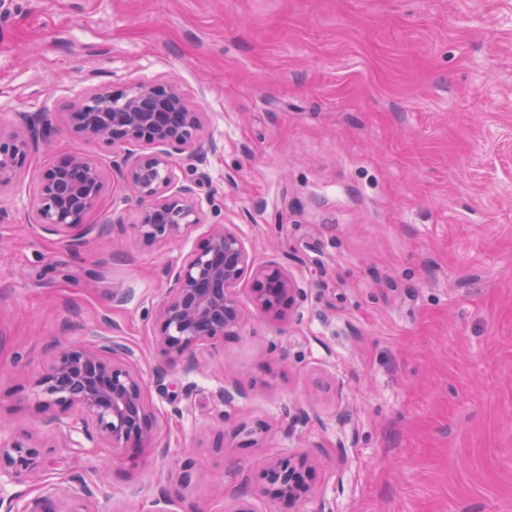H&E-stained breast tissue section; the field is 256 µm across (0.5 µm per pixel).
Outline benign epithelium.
Wrapping results in <instances>:
<instances>
[{
	"mask_svg": "<svg viewBox=\"0 0 512 512\" xmlns=\"http://www.w3.org/2000/svg\"><path fill=\"white\" fill-rule=\"evenodd\" d=\"M21 122L23 133L0 126V188L17 179L45 140L39 117L23 115ZM69 122L81 136L112 147L111 167L120 171L140 206L134 232L143 246L179 241L201 223L197 181L178 175L176 159L205 162L199 151L205 113L179 88L134 80L118 91H89L71 106ZM139 143L151 146L152 152L134 154L130 146ZM105 188V172L93 160L74 154L54 162L40 175L32 202L35 223L78 247L94 230L85 219ZM246 274L252 278L253 302L263 312L291 306L301 295L283 267L254 266L241 238L223 224L210 225L180 264L167 272L169 287L154 319L161 359L157 379L166 376V366L192 361L203 347L217 351L224 340L240 335L246 316L236 286ZM34 387L43 409L51 411L47 426L80 432L114 457L154 440L155 412L143 373L133 352L118 341L62 349ZM41 466L38 446L20 441L0 445V475L19 480ZM311 468L305 452L264 461L258 492L290 505L303 502L312 494L307 482ZM53 497L88 501L93 491L82 477L73 475L66 484L54 485L21 506L14 498H0V512H54Z\"/></svg>",
	"mask_w": 512,
	"mask_h": 512,
	"instance_id": "7a95c632",
	"label": "benign epithelium"
}]
</instances>
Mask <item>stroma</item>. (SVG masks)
I'll return each instance as SVG.
<instances>
[{
  "label": "stroma",
  "instance_id": "1",
  "mask_svg": "<svg viewBox=\"0 0 512 512\" xmlns=\"http://www.w3.org/2000/svg\"><path fill=\"white\" fill-rule=\"evenodd\" d=\"M136 79L207 114L203 222L151 248L110 148L67 117ZM21 112L52 149L0 189V442L45 451L0 497L79 475L89 512H512V0H0V125ZM77 153L105 168L87 221L106 232L74 248L31 204ZM211 224L303 297L259 313L243 278L240 336L160 384L164 270ZM104 339L133 350L157 426L117 462L43 426L33 389L53 345ZM297 450L314 471L295 510L255 466Z\"/></svg>",
  "mask_w": 512,
  "mask_h": 512
}]
</instances>
